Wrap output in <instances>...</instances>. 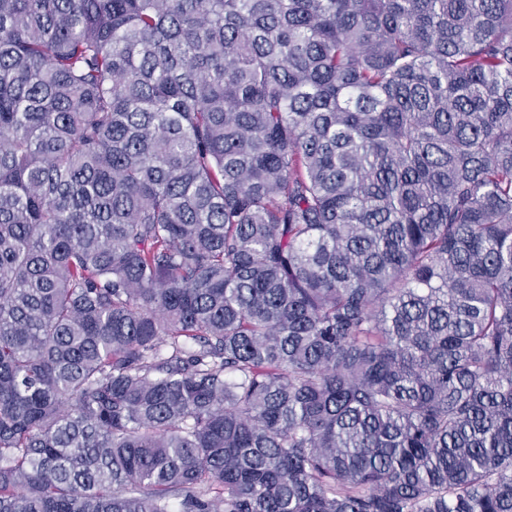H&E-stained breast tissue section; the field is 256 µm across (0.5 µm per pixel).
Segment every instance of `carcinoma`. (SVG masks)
Returning a JSON list of instances; mask_svg holds the SVG:
<instances>
[{
	"mask_svg": "<svg viewBox=\"0 0 512 512\" xmlns=\"http://www.w3.org/2000/svg\"><path fill=\"white\" fill-rule=\"evenodd\" d=\"M0 512H512V0H0Z\"/></svg>",
	"mask_w": 512,
	"mask_h": 512,
	"instance_id": "obj_1",
	"label": "carcinoma"
}]
</instances>
